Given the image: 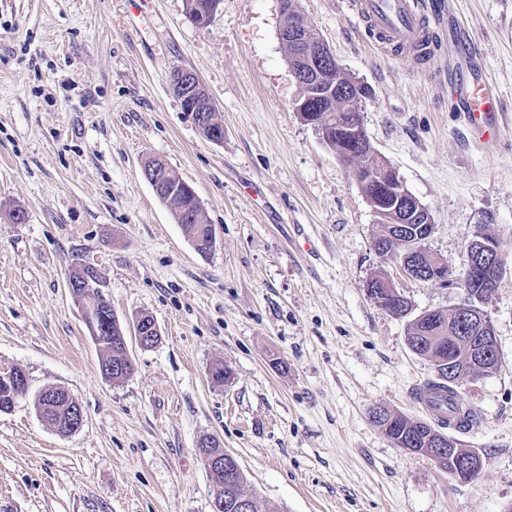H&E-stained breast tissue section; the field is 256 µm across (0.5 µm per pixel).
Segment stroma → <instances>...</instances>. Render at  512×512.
<instances>
[{
  "label": "stroma",
  "mask_w": 512,
  "mask_h": 512,
  "mask_svg": "<svg viewBox=\"0 0 512 512\" xmlns=\"http://www.w3.org/2000/svg\"><path fill=\"white\" fill-rule=\"evenodd\" d=\"M447 3L445 57L430 66L378 52L349 0H298V12L342 74L369 87L366 133L430 210L427 250L461 274L480 230L507 262L480 304L501 366L458 382L480 421L448 432L483 461L469 482L372 419L376 407L425 419L412 392L436 371L367 282L389 276L416 315L452 312L464 294L409 279L374 250L384 227L354 165L294 110L280 0H221L204 28L185 0H0V369L29 382L0 413V512H211L206 436L270 512H512V0ZM460 23L501 99L491 143L453 104L448 71L467 50L448 31ZM181 69L205 85L223 143L184 112L170 84ZM149 157L195 190L216 230L209 255L143 177ZM19 206L23 224L10 218ZM79 258L121 321L146 313L158 325L155 346L129 341L124 380L103 376L66 288ZM215 360L229 383L210 382ZM51 386L81 405L78 430L39 416Z\"/></svg>",
  "instance_id": "1"
}]
</instances>
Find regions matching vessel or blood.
<instances>
[{
    "instance_id": "b4317fda",
    "label": "vessel or blood",
    "mask_w": 512,
    "mask_h": 512,
    "mask_svg": "<svg viewBox=\"0 0 512 512\" xmlns=\"http://www.w3.org/2000/svg\"><path fill=\"white\" fill-rule=\"evenodd\" d=\"M352 9L377 49L419 61L437 56L436 31L443 16L438 0H354ZM454 87L453 100L472 129L482 139H496L494 117L501 110V101L495 88L464 71L456 73Z\"/></svg>"
}]
</instances>
